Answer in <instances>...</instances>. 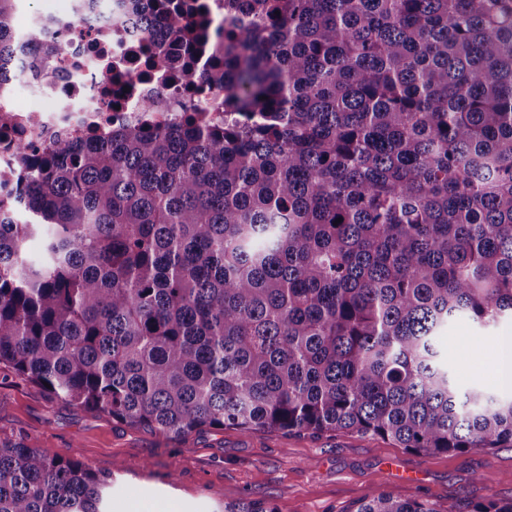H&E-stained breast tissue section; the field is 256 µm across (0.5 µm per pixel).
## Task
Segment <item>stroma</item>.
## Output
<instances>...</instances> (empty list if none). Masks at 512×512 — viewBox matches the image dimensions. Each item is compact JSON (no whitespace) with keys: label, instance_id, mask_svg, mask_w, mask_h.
<instances>
[{"label":"stroma","instance_id":"stroma-1","mask_svg":"<svg viewBox=\"0 0 512 512\" xmlns=\"http://www.w3.org/2000/svg\"><path fill=\"white\" fill-rule=\"evenodd\" d=\"M512 319L482 328L458 319L438 343L461 389L502 399L512 386L498 372V342ZM0 438L47 456L74 454L112 478V512H224L244 499L276 512H354L384 492L419 499L438 512L490 498L512 503V447L420 455L372 434L244 433L207 429L181 439L133 429L111 416L50 399L0 367ZM492 475L488 484L479 475Z\"/></svg>","mask_w":512,"mask_h":512}]
</instances>
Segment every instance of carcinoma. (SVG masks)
<instances>
[{
	"mask_svg": "<svg viewBox=\"0 0 512 512\" xmlns=\"http://www.w3.org/2000/svg\"><path fill=\"white\" fill-rule=\"evenodd\" d=\"M130 0L210 48L224 88L160 128L26 153L0 215V365L172 438L371 433L423 455L512 447V399L462 392L458 318L512 316V0ZM0 0V86L57 52ZM38 236L41 255L27 242ZM112 481L0 440V512H112ZM224 512H275L259 501ZM356 512H438L372 496Z\"/></svg>",
	"mask_w": 512,
	"mask_h": 512,
	"instance_id": "cac0c4a2",
	"label": "carcinoma"
}]
</instances>
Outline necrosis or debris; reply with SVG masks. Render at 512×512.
<instances>
[{"label":"necrosis or debris","instance_id":"4bbe7bcc","mask_svg":"<svg viewBox=\"0 0 512 512\" xmlns=\"http://www.w3.org/2000/svg\"><path fill=\"white\" fill-rule=\"evenodd\" d=\"M51 37L61 45V60L16 77L30 91L29 105L20 104L17 89L0 90V206H16L14 172L22 152L167 126L189 106L210 123L224 121L223 89L196 101L167 69L151 68L154 41L131 18L125 0H72Z\"/></svg>","mask_w":512,"mask_h":512}]
</instances>
